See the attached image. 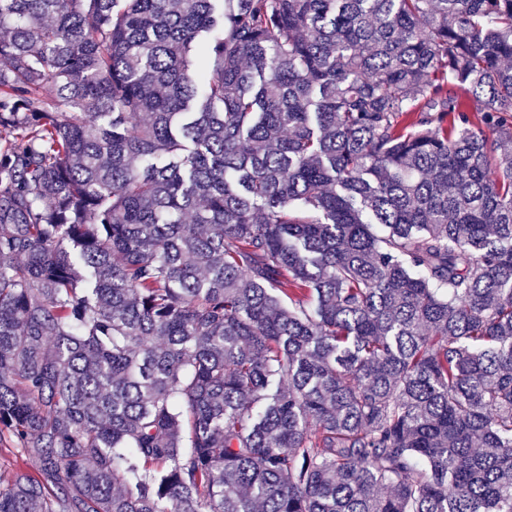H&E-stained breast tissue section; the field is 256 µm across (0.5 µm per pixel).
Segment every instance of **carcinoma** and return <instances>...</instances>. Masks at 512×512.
Instances as JSON below:
<instances>
[{"mask_svg":"<svg viewBox=\"0 0 512 512\" xmlns=\"http://www.w3.org/2000/svg\"><path fill=\"white\" fill-rule=\"evenodd\" d=\"M0 129V512H512V0H0Z\"/></svg>","mask_w":512,"mask_h":512,"instance_id":"obj_1","label":"carcinoma"}]
</instances>
